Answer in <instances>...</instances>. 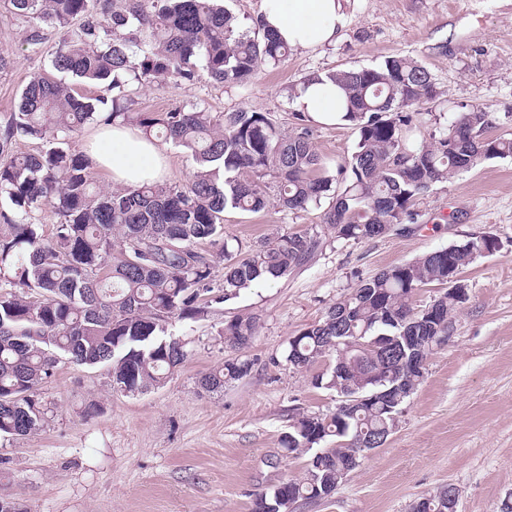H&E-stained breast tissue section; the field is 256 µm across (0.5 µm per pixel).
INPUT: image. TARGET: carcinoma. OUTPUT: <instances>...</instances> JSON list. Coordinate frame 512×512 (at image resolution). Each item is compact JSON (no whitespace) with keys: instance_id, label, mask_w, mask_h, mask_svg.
I'll return each instance as SVG.
<instances>
[{"instance_id":"carcinoma-1","label":"carcinoma","mask_w":512,"mask_h":512,"mask_svg":"<svg viewBox=\"0 0 512 512\" xmlns=\"http://www.w3.org/2000/svg\"><path fill=\"white\" fill-rule=\"evenodd\" d=\"M31 26L39 44L44 26L64 32L51 59L53 73H36L20 94L17 111L0 127V436L40 430L49 407L41 387L62 363L107 366L112 389L141 394L165 384L187 359L171 321L195 320L201 297L223 302L262 281L288 275L319 244L309 233L277 235L241 255L224 237V212L259 213L274 204L305 211L329 200L323 223L341 239L362 240L414 220V200L436 183L486 160L512 158V135L489 137L495 121L484 105H463L453 121L415 144L417 110L436 100L431 72L407 56L370 68L326 74L345 93L342 121L358 133L346 164L330 171L301 123L282 132L262 112L215 115L197 106L167 112H133V95L151 84L191 81L198 71L235 86L262 65L277 66L290 48L257 21L241 29L219 0H128L113 10L107 0H0ZM93 82L106 94L76 89ZM135 125L163 133L196 167L184 185L94 187L89 158L69 142L84 125ZM18 137L45 143L17 154ZM51 207L58 216L45 239L34 215ZM208 243L207 256L197 245ZM492 235L381 270L336 300L325 316L288 341L286 361L303 370L321 358L343 357L312 384L336 393L334 411L293 420L280 444L288 453H311L301 479L255 493L253 512H285L282 498L331 497L360 462L362 440L389 437L405 400L423 378L399 375L397 344L376 350L361 343L375 336L426 337L423 358L446 328L413 312L414 292L447 285L448 269L461 273ZM224 263L215 281L213 260ZM257 317L238 315L224 326L231 345L244 349ZM252 363L235 357L203 375L208 392L247 376ZM336 440L332 448L320 443ZM450 488L421 498L418 512H448Z\"/></svg>"}]
</instances>
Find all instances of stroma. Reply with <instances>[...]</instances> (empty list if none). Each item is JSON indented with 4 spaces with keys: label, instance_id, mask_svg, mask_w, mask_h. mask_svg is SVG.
<instances>
[{
    "label": "stroma",
    "instance_id": "stroma-1",
    "mask_svg": "<svg viewBox=\"0 0 512 512\" xmlns=\"http://www.w3.org/2000/svg\"><path fill=\"white\" fill-rule=\"evenodd\" d=\"M348 22L333 45L296 49L275 69L260 67L244 85L227 87L205 72L193 81L148 86L136 112L196 105L213 113L263 112L285 133L298 125L289 86L313 73L372 67L406 55L426 66L441 93L427 104L421 129L450 122L460 104L512 112V0H349ZM25 21L0 7V49L14 62L0 71V123L21 88L50 68L62 31L27 41ZM312 142L330 167L345 164L357 134L346 125L313 123ZM416 223L360 241L337 238L317 207L288 212L228 211L224 235L243 251L273 234L317 231L320 244L288 276L259 282L233 299L210 303L198 320L176 322L186 362L158 388L113 391L108 368L61 365L40 396L51 406L44 427L0 438V497L24 512H251L254 493L284 475L301 476L302 454H285L280 437L302 413L335 409L334 392L311 378L326 361L299 371L284 359L291 336L380 270L490 233L499 251L461 274L467 300L447 342L428 357L424 377L404 405L396 431L369 451L332 498L295 512H410L444 485L456 487L457 512H506L512 505V158L435 184L413 205ZM258 318L251 344L234 350L222 329L234 316ZM240 356L252 369L221 392L200 377ZM95 414H87L89 404Z\"/></svg>",
    "mask_w": 512,
    "mask_h": 512
}]
</instances>
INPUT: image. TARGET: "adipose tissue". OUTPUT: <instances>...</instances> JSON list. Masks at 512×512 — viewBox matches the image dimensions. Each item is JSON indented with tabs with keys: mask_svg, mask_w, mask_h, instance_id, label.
<instances>
[{
	"mask_svg": "<svg viewBox=\"0 0 512 512\" xmlns=\"http://www.w3.org/2000/svg\"><path fill=\"white\" fill-rule=\"evenodd\" d=\"M259 21L290 48L317 49L334 44L347 23L342 0H263ZM295 108L319 123L340 122L346 111L343 92L327 77L302 83ZM113 184L136 187L160 181L166 153L152 137L127 127L95 131L87 150Z\"/></svg>",
	"mask_w": 512,
	"mask_h": 512,
	"instance_id": "ef3b65f1",
	"label": "adipose tissue"
}]
</instances>
